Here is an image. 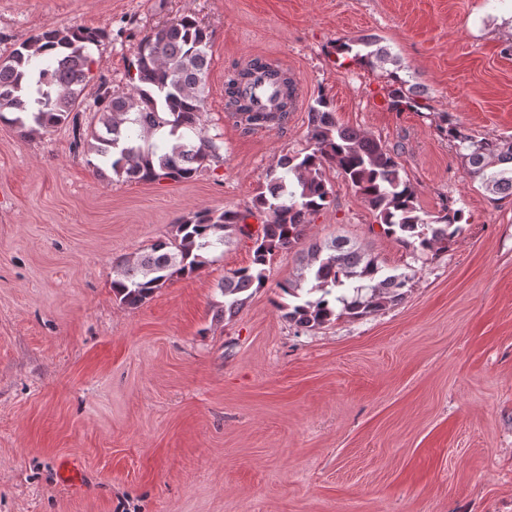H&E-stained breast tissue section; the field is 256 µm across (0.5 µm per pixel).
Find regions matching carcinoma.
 I'll return each instance as SVG.
<instances>
[{
  "mask_svg": "<svg viewBox=\"0 0 512 512\" xmlns=\"http://www.w3.org/2000/svg\"><path fill=\"white\" fill-rule=\"evenodd\" d=\"M105 33L75 27L47 30L22 42L0 59V121L12 123L25 136L47 132L64 123L77 125L79 108L90 81L91 46ZM211 35L195 19L184 16L145 35L134 49L128 91L99 89L93 100L97 124L74 142V151L94 154L98 163L124 182L186 181L223 162V143L206 133L204 92L210 66ZM365 53L355 58L374 67L386 51L371 37L358 39ZM262 69L275 79L281 97H296L281 70L255 60L245 68L248 79L225 81L227 106L243 129L251 132L282 123L288 112H259L243 88L255 83ZM391 105L419 107L411 79L392 75ZM440 134L459 151L466 174L492 194L512 196V141L465 132L449 112L439 116ZM308 146L283 155L257 189L253 206L243 211L205 210L174 225L171 237L146 252L122 258L112 280L115 298L138 307L175 276H187L208 264L209 255L245 233L255 213L268 216L254 241L251 264L229 270L217 289L224 305L217 316L232 318L245 304L247 292L264 287L266 266L274 256L294 249L302 261L294 276L279 284L293 298L282 306L284 317L302 329L342 317L362 319L401 302L413 287L415 270L387 269L379 260L335 237L324 244L307 238L310 217L332 202L326 176L341 174L376 214L380 231L414 254L448 251L462 232V210L448 201L435 215L417 208L416 190L381 141L336 118L329 99L319 94L309 107Z\"/></svg>",
  "mask_w": 512,
  "mask_h": 512,
  "instance_id": "cac0c4a2",
  "label": "carcinoma"
}]
</instances>
